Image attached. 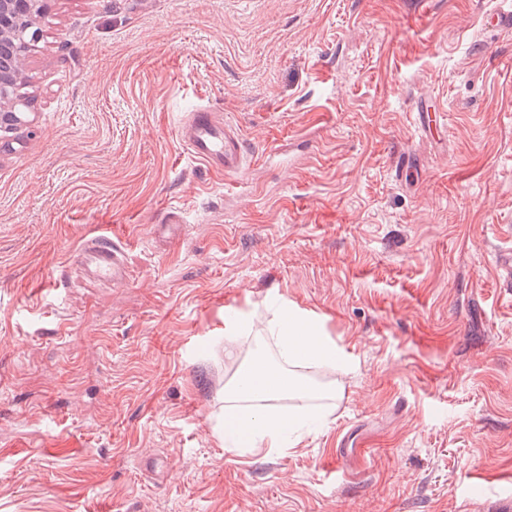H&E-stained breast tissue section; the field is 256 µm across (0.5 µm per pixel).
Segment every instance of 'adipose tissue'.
Instances as JSON below:
<instances>
[{
  "instance_id": "ef3b65f1",
  "label": "adipose tissue",
  "mask_w": 512,
  "mask_h": 512,
  "mask_svg": "<svg viewBox=\"0 0 512 512\" xmlns=\"http://www.w3.org/2000/svg\"><path fill=\"white\" fill-rule=\"evenodd\" d=\"M277 341L279 360L243 357L244 333L239 321L224 323V355L238 368L224 387V450L288 452L299 446L314 423L324 421L322 400L339 391L303 376L304 368L345 369L336 346L321 324L301 312L281 307L266 322Z\"/></svg>"
}]
</instances>
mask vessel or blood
Segmentation results:
<instances>
[{
  "label": "vessel or blood",
  "mask_w": 512,
  "mask_h": 512,
  "mask_svg": "<svg viewBox=\"0 0 512 512\" xmlns=\"http://www.w3.org/2000/svg\"><path fill=\"white\" fill-rule=\"evenodd\" d=\"M179 139L189 156L210 170L231 178L247 166L241 132L221 113L202 107L187 114L178 127ZM185 218L182 211H168L155 225L154 237L168 242L179 237ZM75 265L91 282L119 283L129 277L122 247L111 236L87 239L79 248Z\"/></svg>",
  "instance_id": "vessel-or-blood-1"
}]
</instances>
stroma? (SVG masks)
<instances>
[{
	"label": "stroma",
	"instance_id": "35a3bbf8",
	"mask_svg": "<svg viewBox=\"0 0 512 512\" xmlns=\"http://www.w3.org/2000/svg\"><path fill=\"white\" fill-rule=\"evenodd\" d=\"M48 3L32 123L0 152V512H493L512 491L502 0ZM196 104L242 131L234 184L178 139ZM173 208L181 238L157 245ZM103 231L126 283L73 267ZM283 300L349 365L343 395L288 454L226 453L224 321Z\"/></svg>",
	"mask_w": 512,
	"mask_h": 512
}]
</instances>
